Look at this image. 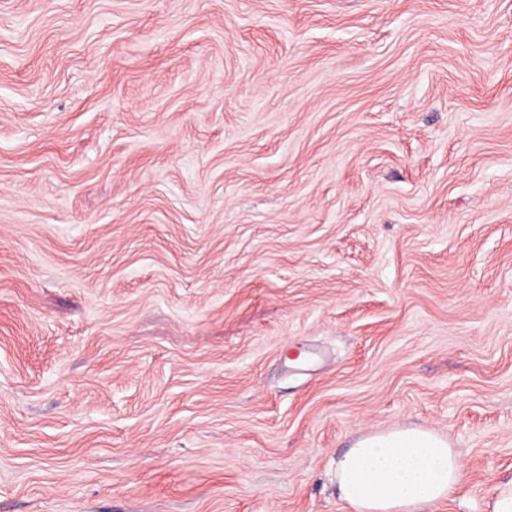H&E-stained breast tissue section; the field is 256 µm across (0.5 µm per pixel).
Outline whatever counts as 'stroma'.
<instances>
[{
	"label": "stroma",
	"instance_id": "35a3bbf8",
	"mask_svg": "<svg viewBox=\"0 0 512 512\" xmlns=\"http://www.w3.org/2000/svg\"><path fill=\"white\" fill-rule=\"evenodd\" d=\"M512 481V0H0V512H348L360 437Z\"/></svg>",
	"mask_w": 512,
	"mask_h": 512
}]
</instances>
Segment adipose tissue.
Returning a JSON list of instances; mask_svg holds the SVG:
<instances>
[{
	"label": "adipose tissue",
	"instance_id": "adipose-tissue-1",
	"mask_svg": "<svg viewBox=\"0 0 512 512\" xmlns=\"http://www.w3.org/2000/svg\"><path fill=\"white\" fill-rule=\"evenodd\" d=\"M334 477L350 512H429L455 491L461 464L443 435L393 429L358 439Z\"/></svg>",
	"mask_w": 512,
	"mask_h": 512
}]
</instances>
